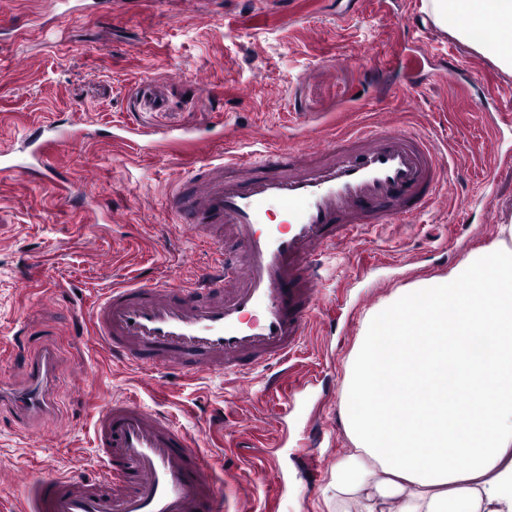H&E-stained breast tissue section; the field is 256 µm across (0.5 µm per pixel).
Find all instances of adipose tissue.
Returning <instances> with one entry per match:
<instances>
[{"label": "adipose tissue", "mask_w": 512, "mask_h": 512, "mask_svg": "<svg viewBox=\"0 0 512 512\" xmlns=\"http://www.w3.org/2000/svg\"><path fill=\"white\" fill-rule=\"evenodd\" d=\"M450 31L512 74V0H422ZM358 453L337 464L329 512H512V224L448 275L398 289L363 318L345 363ZM467 461L455 468V457Z\"/></svg>", "instance_id": "ef3b65f1"}]
</instances>
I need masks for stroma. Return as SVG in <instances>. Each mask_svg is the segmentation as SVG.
<instances>
[{"instance_id":"obj_1","label":"stroma","mask_w":512,"mask_h":512,"mask_svg":"<svg viewBox=\"0 0 512 512\" xmlns=\"http://www.w3.org/2000/svg\"><path fill=\"white\" fill-rule=\"evenodd\" d=\"M373 63L390 69L388 97L364 89ZM497 112L512 114V75L438 29L422 0H138L66 15L48 0H0V144L45 122L194 140L162 158L132 155L119 140L62 139L52 162L67 173V190L0 175V376L22 386L19 346L54 349L68 371L49 421L25 422L0 405V512L22 505L16 471L96 477L93 422L115 398L188 430L227 471L222 496L237 512H326L331 474L355 452L343 425L344 364L365 312L447 275L512 218V167L496 161L512 155V123L492 131L485 116ZM357 120L449 143L448 182L407 223L331 250L319 307L292 358L291 378L313 380L294 416H283L282 394L267 390L262 373L243 382L144 374L78 322L76 305L113 285L194 277L207 247L173 224L167 196L225 139L288 148ZM87 186L111 223L90 227L73 198ZM309 428L321 433L311 450Z\"/></svg>"}]
</instances>
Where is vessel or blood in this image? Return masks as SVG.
I'll use <instances>...</instances> for the list:
<instances>
[{"label":"vessel or blood","mask_w":512,"mask_h":512,"mask_svg":"<svg viewBox=\"0 0 512 512\" xmlns=\"http://www.w3.org/2000/svg\"><path fill=\"white\" fill-rule=\"evenodd\" d=\"M67 129L41 127L20 145H0V174L68 186L50 157ZM440 144L396 126H359L299 148L247 162L210 158L168 196L177 224L209 245L211 260L175 288L128 283L104 292L79 315L95 338L131 365L244 377L287 363L298 350L324 280L326 252L427 209L442 172ZM281 215L269 223L268 212ZM12 390L20 417L49 414L60 376L55 352L24 361ZM96 478H37L22 512H223L205 454L169 417L119 399L94 422Z\"/></svg>","instance_id":"1"}]
</instances>
